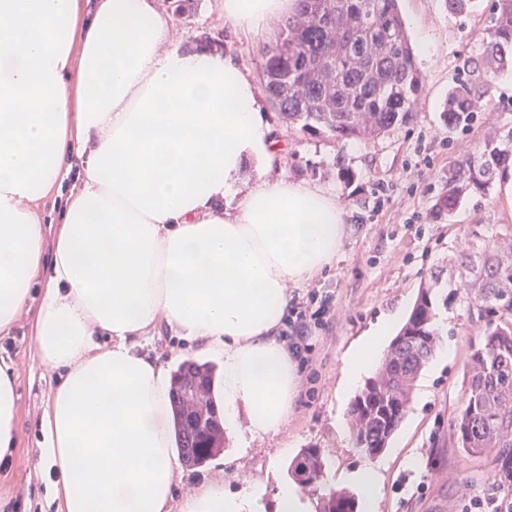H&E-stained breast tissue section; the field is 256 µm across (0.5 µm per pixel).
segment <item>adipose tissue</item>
<instances>
[{
  "label": "adipose tissue",
  "instance_id": "obj_1",
  "mask_svg": "<svg viewBox=\"0 0 512 512\" xmlns=\"http://www.w3.org/2000/svg\"><path fill=\"white\" fill-rule=\"evenodd\" d=\"M296 9L224 0V23L256 32ZM169 39L159 0H0V332L43 283L36 336L61 374L38 464L59 475L63 512H306L288 484L270 503L255 485L174 498L170 371L143 343L164 324L219 357L228 434H278L299 391L279 337L290 289L334 261L346 212L318 189L246 183V165L282 158L256 85L233 57ZM60 193L49 249L40 210ZM390 330L350 351L347 386ZM17 401L0 366V459L17 443Z\"/></svg>",
  "mask_w": 512,
  "mask_h": 512
}]
</instances>
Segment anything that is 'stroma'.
Returning a JSON list of instances; mask_svg holds the SVG:
<instances>
[{"label":"stroma","mask_w":512,"mask_h":512,"mask_svg":"<svg viewBox=\"0 0 512 512\" xmlns=\"http://www.w3.org/2000/svg\"><path fill=\"white\" fill-rule=\"evenodd\" d=\"M224 0H197L193 14L172 16L171 43L191 49L205 38L218 40L253 82L261 80L260 50L281 25L272 20L258 33L231 31L224 24ZM418 54L426 92L409 126L368 142L336 141L287 127L271 103H264L285 153L270 179L285 178L335 196L347 215V232L329 268L309 282L291 287L293 297L329 296L332 306L312 326L309 349L299 359L301 389L282 432L239 445L227 439L223 456L195 470H184L176 488L184 497L201 485L223 482L233 492L260 481L268 491L287 480L288 463L301 449L316 447L326 461L329 482L366 463L344 425L353 400L344 391L349 349L371 325L389 316L405 322L422 279L447 266L465 241L491 239L512 231V185L490 197L471 196L451 216L436 218L431 207L444 190L450 166L478 148L497 130L512 127V69L503 71L487 93L489 104L466 124L451 128L441 119L449 88L467 81L466 57L482 50L490 4L456 16L445 0H400ZM352 180L337 176L339 167ZM381 193H374L376 184ZM37 305L0 333V365L15 371L21 431L10 462H0V512H59L51 480L36 465L40 421L59 381L43 362L35 336ZM448 324L444 337L452 354L429 360L414 387L403 421L380 453L384 462L379 512H456L470 493L503 472L507 455L492 448L470 456L453 444L449 421L469 387V346L480 325L472 318L465 292L437 307Z\"/></svg>","instance_id":"obj_1"}]
</instances>
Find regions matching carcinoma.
Here are the masks:
<instances>
[{
    "label": "carcinoma",
    "instance_id": "1",
    "mask_svg": "<svg viewBox=\"0 0 512 512\" xmlns=\"http://www.w3.org/2000/svg\"><path fill=\"white\" fill-rule=\"evenodd\" d=\"M470 79L448 90L441 118L455 127L478 111L499 73L512 67V0H493L483 50L464 62ZM265 91L290 128L367 141L410 125L425 92L398 0H298L274 45L263 50ZM512 181V127L485 140L448 169L432 205L439 217L472 194L490 195ZM466 279L469 308L482 321L468 358L467 397L451 422L464 452L512 449V236L475 241L453 261ZM443 271L420 282L418 297L378 372L349 409L351 441L380 454L406 415L415 382L440 341L437 296L453 295ZM217 367L181 361L172 373V437L182 463L196 467L224 453V424L211 391ZM304 488H318L319 512H356L355 497L326 485L318 448H303L287 467Z\"/></svg>",
    "mask_w": 512,
    "mask_h": 512
}]
</instances>
